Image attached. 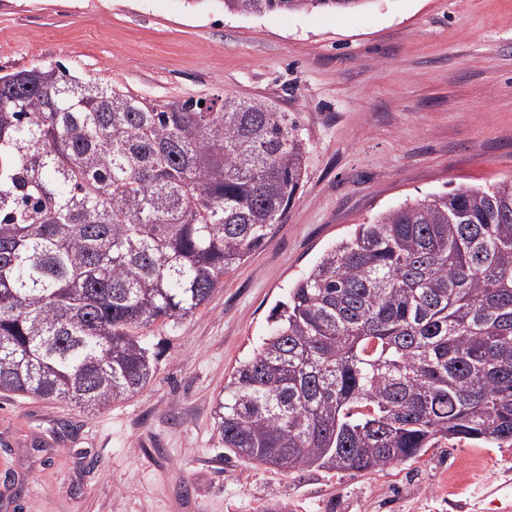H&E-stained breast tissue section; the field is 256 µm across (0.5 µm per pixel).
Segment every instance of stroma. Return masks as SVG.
<instances>
[{
    "label": "stroma",
    "instance_id": "obj_1",
    "mask_svg": "<svg viewBox=\"0 0 512 512\" xmlns=\"http://www.w3.org/2000/svg\"><path fill=\"white\" fill-rule=\"evenodd\" d=\"M61 63L162 104L260 99L307 145L285 222L179 327L139 393L89 413L0 394V512H374L382 472L286 474L225 456L215 410L288 286L355 226L402 203L512 178V0H368L349 10L230 14L224 0H0V71ZM496 446L440 441L408 501L456 465L478 497L443 512H512Z\"/></svg>",
    "mask_w": 512,
    "mask_h": 512
}]
</instances>
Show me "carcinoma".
Here are the masks:
<instances>
[{
    "mask_svg": "<svg viewBox=\"0 0 512 512\" xmlns=\"http://www.w3.org/2000/svg\"><path fill=\"white\" fill-rule=\"evenodd\" d=\"M365 0H224L237 14ZM307 148L285 112L165 104L63 65L0 74V393L88 411L145 387L182 324L283 223ZM216 429L251 465L366 472L512 443V178L356 226L268 316Z\"/></svg>",
    "mask_w": 512,
    "mask_h": 512,
    "instance_id": "carcinoma-1",
    "label": "carcinoma"
}]
</instances>
